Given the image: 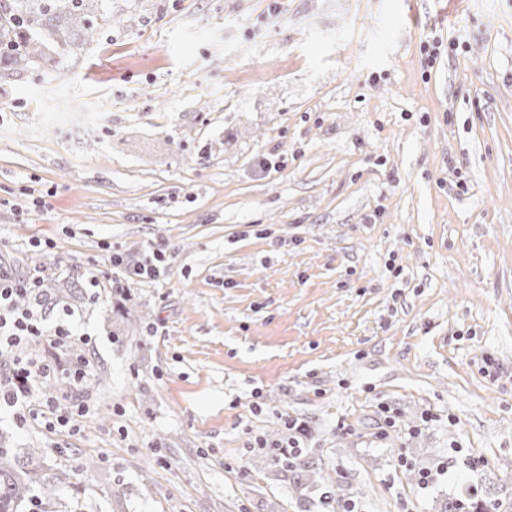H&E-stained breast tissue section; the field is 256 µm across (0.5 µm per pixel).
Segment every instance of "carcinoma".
I'll return each instance as SVG.
<instances>
[{
	"label": "carcinoma",
	"mask_w": 512,
	"mask_h": 512,
	"mask_svg": "<svg viewBox=\"0 0 512 512\" xmlns=\"http://www.w3.org/2000/svg\"><path fill=\"white\" fill-rule=\"evenodd\" d=\"M100 19L98 24L90 20L84 0H13L0 7V69L41 68L51 62V47L63 53L74 46L86 50L112 32V17L103 14ZM41 457L40 448L21 454L0 448V512H27L32 490L42 483ZM489 507L512 512L489 488L484 500L463 496L447 512H487Z\"/></svg>",
	"instance_id": "cac0c4a2"
}]
</instances>
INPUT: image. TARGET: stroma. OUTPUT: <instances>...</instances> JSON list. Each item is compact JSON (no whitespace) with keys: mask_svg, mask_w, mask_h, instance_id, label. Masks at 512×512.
Returning a JSON list of instances; mask_svg holds the SVG:
<instances>
[{"mask_svg":"<svg viewBox=\"0 0 512 512\" xmlns=\"http://www.w3.org/2000/svg\"><path fill=\"white\" fill-rule=\"evenodd\" d=\"M104 12L91 50L0 71V259L44 267L48 324L69 309L94 366L76 431L0 411L62 477L35 498L442 512L490 479L511 501L512 0ZM435 37L458 47L429 69ZM155 243L165 280L90 299L105 251ZM288 428V440L285 445L278 446L280 454L288 456V459L297 457L302 453L303 448L300 446V438L304 435V425L296 420H288L285 423Z\"/></svg>","mask_w":512,"mask_h":512,"instance_id":"35a3bbf8","label":"stroma"}]
</instances>
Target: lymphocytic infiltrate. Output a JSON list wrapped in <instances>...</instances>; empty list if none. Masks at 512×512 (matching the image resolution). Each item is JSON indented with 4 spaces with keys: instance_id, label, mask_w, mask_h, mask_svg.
<instances>
[{
    "instance_id": "lymphocytic-infiltrate-1",
    "label": "lymphocytic infiltrate",
    "mask_w": 512,
    "mask_h": 512,
    "mask_svg": "<svg viewBox=\"0 0 512 512\" xmlns=\"http://www.w3.org/2000/svg\"><path fill=\"white\" fill-rule=\"evenodd\" d=\"M106 261L126 282L156 281L170 270L163 249L157 246L132 266L119 253L109 254ZM45 320L37 273L0 267V357L9 362L0 369V405L15 408L19 426L36 425L50 434L73 431L79 418L90 411L79 393L92 368L81 353L65 366L50 358V350L71 346L73 334L63 324L46 327Z\"/></svg>"
}]
</instances>
